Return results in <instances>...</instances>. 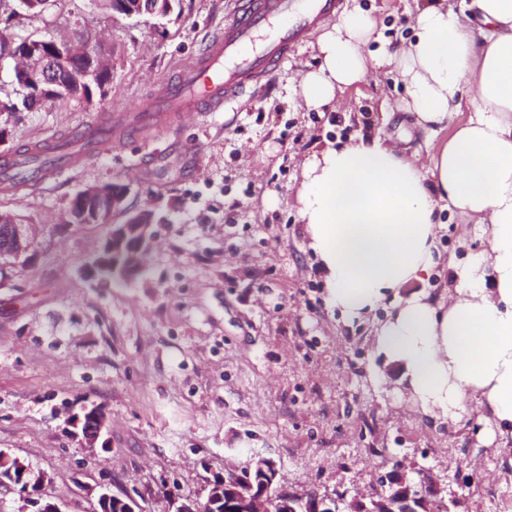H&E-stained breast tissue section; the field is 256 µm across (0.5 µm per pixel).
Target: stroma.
<instances>
[{
  "label": "stroma",
  "mask_w": 512,
  "mask_h": 512,
  "mask_svg": "<svg viewBox=\"0 0 512 512\" xmlns=\"http://www.w3.org/2000/svg\"><path fill=\"white\" fill-rule=\"evenodd\" d=\"M353 4L378 19L391 48L411 37L404 0H342ZM229 9L230 0H182L180 16L161 19L54 0L13 18L0 6V35L85 37L111 60L104 92L0 112V160L135 108L200 53ZM322 31L312 27L267 87L208 126L187 117L51 183L0 190V210L36 239L26 267L0 263V449L44 472L42 494L64 512H97L106 491L167 512L166 490L205 498L212 473L259 457L299 491L352 498L397 466L413 482L430 475L459 499L457 512H498L499 494L512 495V442L484 445L474 421L430 418L397 392V370L372 347L387 308L347 325L326 304L298 213L304 162L361 133L398 143L410 160L427 146L381 69L335 107L299 105L292 88L318 68ZM111 182L127 189L126 213L152 222L146 272L123 285L86 273L109 227L61 225L78 191ZM373 369L386 384H371ZM86 405L105 413L109 450L84 448L67 425Z\"/></svg>",
  "instance_id": "stroma-1"
}]
</instances>
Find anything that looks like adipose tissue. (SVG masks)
Returning <instances> with one entry per match:
<instances>
[{"mask_svg":"<svg viewBox=\"0 0 512 512\" xmlns=\"http://www.w3.org/2000/svg\"><path fill=\"white\" fill-rule=\"evenodd\" d=\"M378 22L344 11L318 37L320 65L294 93L310 109L393 67L426 136L447 133L425 161L359 135L309 160L299 214L320 261L326 303L346 321L383 305L376 353L397 390L437 419L476 406L482 441L512 436V0H415L414 38L367 58ZM475 225L479 247L449 262L452 293L423 291L440 264L439 205Z\"/></svg>","mask_w":512,"mask_h":512,"instance_id":"obj_1","label":"adipose tissue"}]
</instances>
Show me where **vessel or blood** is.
I'll use <instances>...</instances> for the list:
<instances>
[{
  "instance_id": "vessel-or-blood-1",
  "label": "vessel or blood",
  "mask_w": 512,
  "mask_h": 512,
  "mask_svg": "<svg viewBox=\"0 0 512 512\" xmlns=\"http://www.w3.org/2000/svg\"><path fill=\"white\" fill-rule=\"evenodd\" d=\"M340 5L341 0H236L230 22L199 57L182 66L177 81L155 90L135 116H113L115 140L133 134L150 143L185 113L223 111L287 59L314 24L334 17ZM105 151L104 140L91 139L82 154L57 160L43 179L52 181L61 170L81 167Z\"/></svg>"
}]
</instances>
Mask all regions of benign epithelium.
Instances as JSON below:
<instances>
[{
	"label": "benign epithelium",
	"mask_w": 512,
	"mask_h": 512,
	"mask_svg": "<svg viewBox=\"0 0 512 512\" xmlns=\"http://www.w3.org/2000/svg\"><path fill=\"white\" fill-rule=\"evenodd\" d=\"M108 66V61L92 49L82 51L71 41L30 36L23 39L22 57L15 58L13 83L27 100L40 103L48 95L83 92L90 74ZM125 196V189L109 183L88 186L79 192L86 208H68L64 223L107 224L113 212L124 209ZM150 229L151 224L142 213H131L124 223L112 225L110 237L93 260L95 273L105 279L114 273L123 279L140 273L151 247ZM33 252L29 225L17 222L10 213L0 212V258L29 259ZM68 423L80 431L86 447L94 449L99 444L108 449V441L103 439L105 417L97 407H83L82 413L72 415ZM45 481L44 473L26 467L13 486L25 494L33 512H62L56 503L31 490L33 486L42 488ZM384 481L389 484L387 493L348 502L338 491L300 493L280 483L275 462L261 458L248 468L226 467L220 478L207 479L202 504L173 490L168 492V499L173 512H207L219 504L224 505V512H355L359 503L364 506L363 512H430L445 503L441 490L429 477L415 489L395 469ZM104 506L115 512H142L140 503L130 494L104 493L99 507Z\"/></svg>",
	"instance_id": "benign-epithelium-1"
}]
</instances>
